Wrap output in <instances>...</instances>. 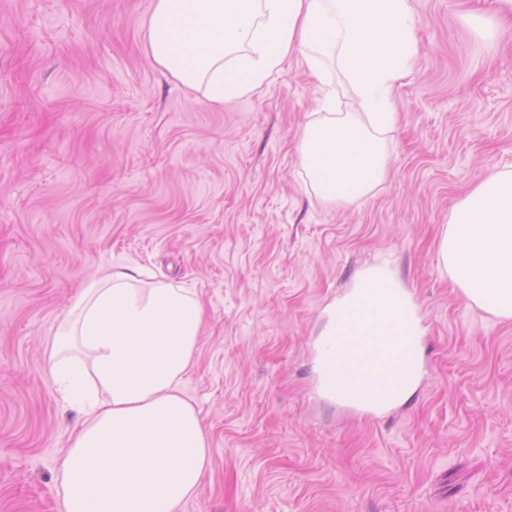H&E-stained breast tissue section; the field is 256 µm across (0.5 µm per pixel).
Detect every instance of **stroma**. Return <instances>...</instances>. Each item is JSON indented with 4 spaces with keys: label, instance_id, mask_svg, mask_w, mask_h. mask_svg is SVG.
Wrapping results in <instances>:
<instances>
[{
    "label": "stroma",
    "instance_id": "1",
    "mask_svg": "<svg viewBox=\"0 0 512 512\" xmlns=\"http://www.w3.org/2000/svg\"><path fill=\"white\" fill-rule=\"evenodd\" d=\"M154 0H0V512H61L79 414L45 358L82 285L121 268L190 289L181 385L211 464L180 512H512V320L438 263L455 205L512 170V29L493 0H409L388 175L321 201L297 145L335 62L287 58L217 105L150 55ZM387 267L423 321L421 381L368 418L317 394L330 311Z\"/></svg>",
    "mask_w": 512,
    "mask_h": 512
}]
</instances>
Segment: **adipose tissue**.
Returning a JSON list of instances; mask_svg holds the SVG:
<instances>
[{"label":"adipose tissue","mask_w":512,"mask_h":512,"mask_svg":"<svg viewBox=\"0 0 512 512\" xmlns=\"http://www.w3.org/2000/svg\"><path fill=\"white\" fill-rule=\"evenodd\" d=\"M408 0H155L151 57L212 103L252 91L293 54L331 56L355 111L307 124L301 165L322 200L354 203L387 176L379 131L395 117L397 81L415 60ZM438 262L469 302L512 320V171L493 173L454 208ZM113 271L90 281L62 322L45 369L82 422L59 474L62 512H178L210 462L181 383L202 324L197 300ZM358 330L401 325L383 289L351 295Z\"/></svg>","instance_id":"ef3b65f1"}]
</instances>
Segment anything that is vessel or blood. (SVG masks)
Here are the masks:
<instances>
[{"instance_id": "1", "label": "vessel or blood", "mask_w": 512, "mask_h": 512, "mask_svg": "<svg viewBox=\"0 0 512 512\" xmlns=\"http://www.w3.org/2000/svg\"><path fill=\"white\" fill-rule=\"evenodd\" d=\"M402 330L375 334L360 342L337 311L326 336L317 348L319 391L348 409L372 414L392 404L396 394L410 383L419 381L423 365L419 354L422 323L408 304H401Z\"/></svg>"}]
</instances>
